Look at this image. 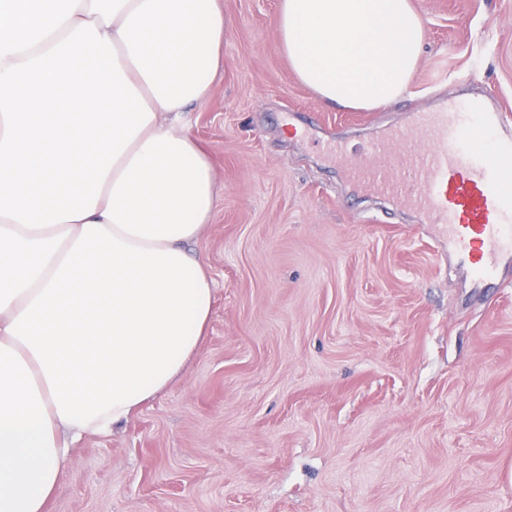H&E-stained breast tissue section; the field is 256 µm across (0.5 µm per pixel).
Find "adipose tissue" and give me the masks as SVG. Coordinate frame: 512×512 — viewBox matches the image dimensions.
I'll return each instance as SVG.
<instances>
[{
	"instance_id": "adipose-tissue-1",
	"label": "adipose tissue",
	"mask_w": 512,
	"mask_h": 512,
	"mask_svg": "<svg viewBox=\"0 0 512 512\" xmlns=\"http://www.w3.org/2000/svg\"><path fill=\"white\" fill-rule=\"evenodd\" d=\"M222 0H0V512H46L70 446L184 377L213 304L186 242L216 204L176 119L222 63ZM322 101L378 108L417 68L411 0H280Z\"/></svg>"
}]
</instances>
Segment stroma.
<instances>
[{
    "instance_id": "stroma-1",
    "label": "stroma",
    "mask_w": 512,
    "mask_h": 512,
    "mask_svg": "<svg viewBox=\"0 0 512 512\" xmlns=\"http://www.w3.org/2000/svg\"><path fill=\"white\" fill-rule=\"evenodd\" d=\"M224 64L182 116L219 197L184 379L70 452L48 512H512V282L474 287L441 230L353 190L323 140L491 89L512 113V0H411L424 49L379 109L320 101L279 0H223Z\"/></svg>"
}]
</instances>
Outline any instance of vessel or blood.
I'll return each instance as SVG.
<instances>
[{"mask_svg": "<svg viewBox=\"0 0 512 512\" xmlns=\"http://www.w3.org/2000/svg\"><path fill=\"white\" fill-rule=\"evenodd\" d=\"M322 149L345 163L355 184L440 225L437 253L455 255L475 283L499 279L512 258V116L492 98L453 99L413 113L366 141L360 161L337 138Z\"/></svg>", "mask_w": 512, "mask_h": 512, "instance_id": "vessel-or-blood-1", "label": "vessel or blood"}]
</instances>
